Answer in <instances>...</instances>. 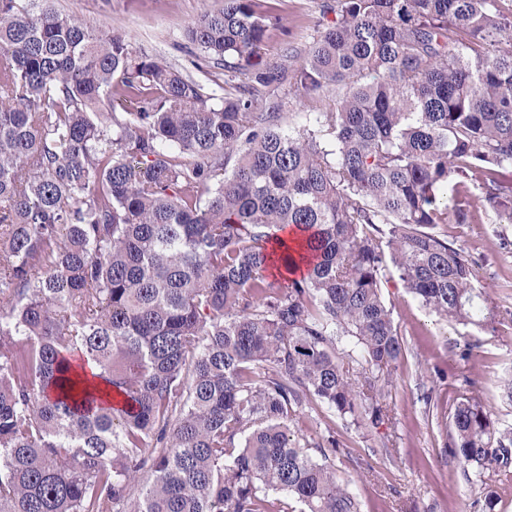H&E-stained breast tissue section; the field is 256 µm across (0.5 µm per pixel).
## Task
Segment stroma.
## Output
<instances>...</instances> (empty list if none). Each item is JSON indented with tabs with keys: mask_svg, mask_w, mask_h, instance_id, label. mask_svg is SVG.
Returning a JSON list of instances; mask_svg holds the SVG:
<instances>
[{
	"mask_svg": "<svg viewBox=\"0 0 512 512\" xmlns=\"http://www.w3.org/2000/svg\"><path fill=\"white\" fill-rule=\"evenodd\" d=\"M280 23L265 41V60L296 65L329 22V0H265ZM58 10L82 17L103 32L119 33L137 52L166 62L205 86L224 84L223 68L204 61L186 36L202 7L223 0H55ZM449 245L476 263V286L495 317L512 313V224L480 208L471 223L437 225ZM384 294L405 342L388 401L390 426L355 429L334 412L315 406L299 411L291 430L316 443L335 436L340 447L331 463L348 483L361 512H482L485 490L466 479L442 442L450 433L449 411L461 396L476 397L500 428L512 427V400L503 392L512 375V325L482 330L441 320L414 300L399 279ZM468 360H461L462 351ZM432 391L431 404L422 395Z\"/></svg>",
	"mask_w": 512,
	"mask_h": 512,
	"instance_id": "stroma-1",
	"label": "stroma"
}]
</instances>
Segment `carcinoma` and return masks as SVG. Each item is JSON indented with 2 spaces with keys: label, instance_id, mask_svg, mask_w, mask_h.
<instances>
[{
  "label": "carcinoma",
  "instance_id": "obj_1",
  "mask_svg": "<svg viewBox=\"0 0 512 512\" xmlns=\"http://www.w3.org/2000/svg\"><path fill=\"white\" fill-rule=\"evenodd\" d=\"M495 2L336 0L290 69L264 60L258 0H224L187 30L246 76L220 95L52 0H0V512H361L336 438L290 423L390 421V266L489 326L475 261L434 228L450 191L467 223L478 176L512 224ZM285 81L332 104L286 126L261 97ZM451 420L450 454L508 477L512 431L467 396Z\"/></svg>",
  "mask_w": 512,
  "mask_h": 512
}]
</instances>
